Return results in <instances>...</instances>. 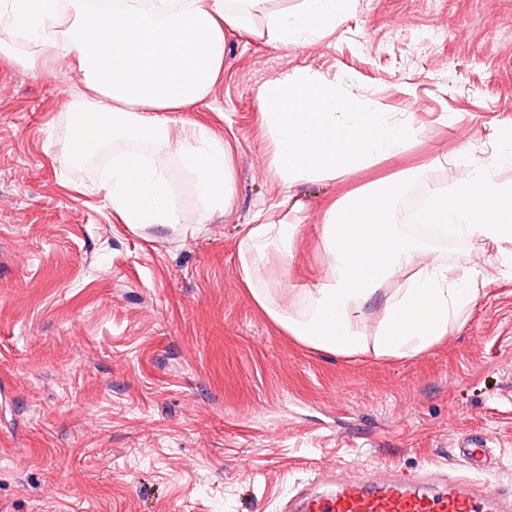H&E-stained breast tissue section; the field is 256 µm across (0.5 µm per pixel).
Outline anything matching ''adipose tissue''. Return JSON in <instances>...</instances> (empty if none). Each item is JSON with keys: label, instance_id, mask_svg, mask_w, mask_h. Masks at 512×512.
I'll return each mask as SVG.
<instances>
[{"label": "adipose tissue", "instance_id": "obj_1", "mask_svg": "<svg viewBox=\"0 0 512 512\" xmlns=\"http://www.w3.org/2000/svg\"><path fill=\"white\" fill-rule=\"evenodd\" d=\"M267 2L120 0L105 9L99 0H0V61L31 72L63 62L81 75L65 154L77 161L113 145L100 185L119 223L132 230L203 225L232 206L233 151L223 136L176 124L173 115L207 99L223 77L228 34L251 33L285 48L319 38L353 10V0H301L254 30L251 20ZM255 96L272 145L269 167L285 193L253 213L238 245V276L253 302L287 335L332 356L406 360L441 344L476 299L479 276L431 260L420 240L401 232L395 204L408 173L312 204L301 191L375 158L397 157L412 135L411 120L355 106L318 72L283 73ZM173 158L194 185V214L173 198ZM506 164L512 134L469 177L433 186L423 223L512 244V184L496 176ZM311 205L323 216L318 250L326 264L287 309L262 283L271 267L287 272L297 233L288 216ZM378 296L383 303L373 319L367 307Z\"/></svg>", "mask_w": 512, "mask_h": 512}]
</instances>
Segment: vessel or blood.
Returning <instances> with one entry per match:
<instances>
[{"mask_svg":"<svg viewBox=\"0 0 512 512\" xmlns=\"http://www.w3.org/2000/svg\"><path fill=\"white\" fill-rule=\"evenodd\" d=\"M303 512H512V497L454 477L359 478L305 497Z\"/></svg>","mask_w":512,"mask_h":512,"instance_id":"vessel-or-blood-1","label":"vessel or blood"}]
</instances>
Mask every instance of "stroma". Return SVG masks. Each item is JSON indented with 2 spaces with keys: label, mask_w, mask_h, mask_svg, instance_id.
I'll use <instances>...</instances> for the list:
<instances>
[{
  "label": "stroma",
  "mask_w": 512,
  "mask_h": 512,
  "mask_svg": "<svg viewBox=\"0 0 512 512\" xmlns=\"http://www.w3.org/2000/svg\"><path fill=\"white\" fill-rule=\"evenodd\" d=\"M445 30L444 41L427 35ZM296 69L413 119L404 151L310 198L412 168L408 193L453 184L512 131V0H356L323 37L288 49L228 39L224 76L179 121L230 141L236 198L205 228L130 230L104 207L103 151L68 162L81 77L0 66V512H289L336 477L443 470L512 492V244L423 235L430 257L485 287L447 339L410 360L345 359L287 336L238 278L252 213L284 192L253 96ZM298 226L277 290L322 276L321 216ZM491 446L476 473L459 456Z\"/></svg>",
  "instance_id": "obj_1"
}]
</instances>
